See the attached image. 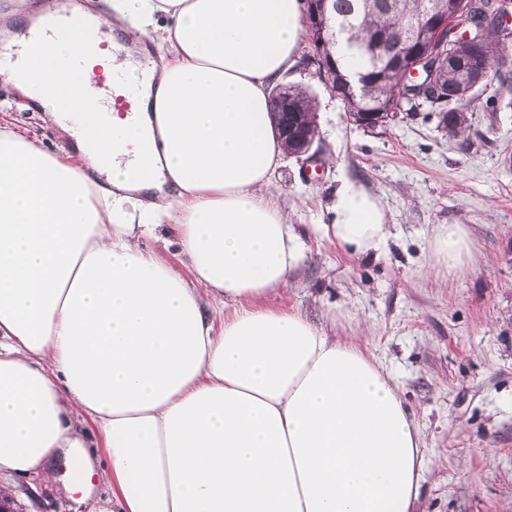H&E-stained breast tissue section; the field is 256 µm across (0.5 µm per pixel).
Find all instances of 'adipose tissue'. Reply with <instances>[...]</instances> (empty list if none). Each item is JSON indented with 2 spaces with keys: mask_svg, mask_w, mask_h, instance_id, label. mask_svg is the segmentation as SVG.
<instances>
[{
  "mask_svg": "<svg viewBox=\"0 0 512 512\" xmlns=\"http://www.w3.org/2000/svg\"><path fill=\"white\" fill-rule=\"evenodd\" d=\"M112 8L122 54L105 65L132 85L145 43L164 60L139 111L103 125L50 50L38 106L80 163L0 128V473L48 485L70 456L105 488L92 512H414L424 441L384 367L268 304L303 257L270 188L286 149L268 95L304 0ZM163 227L186 273L145 247ZM320 231L364 254L390 226L347 180ZM471 246L440 227L435 267Z\"/></svg>",
  "mask_w": 512,
  "mask_h": 512,
  "instance_id": "adipose-tissue-1",
  "label": "adipose tissue"
}]
</instances>
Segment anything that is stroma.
I'll return each instance as SVG.
<instances>
[{
    "label": "stroma",
    "instance_id": "35a3bbf8",
    "mask_svg": "<svg viewBox=\"0 0 512 512\" xmlns=\"http://www.w3.org/2000/svg\"><path fill=\"white\" fill-rule=\"evenodd\" d=\"M285 80L317 98L320 165L303 170L288 154L273 175L304 258L271 306L301 311L339 339L365 336L424 438L418 512H512V105L477 101L463 143L426 111L357 127L313 72L297 67ZM4 126L61 147L23 94L0 82ZM344 179L384 207L391 235L377 251L355 254L315 230ZM442 224L466 225L473 240L452 274L430 259ZM53 466L56 486L2 473L0 485L23 512H86L63 459Z\"/></svg>",
    "mask_w": 512,
    "mask_h": 512
}]
</instances>
